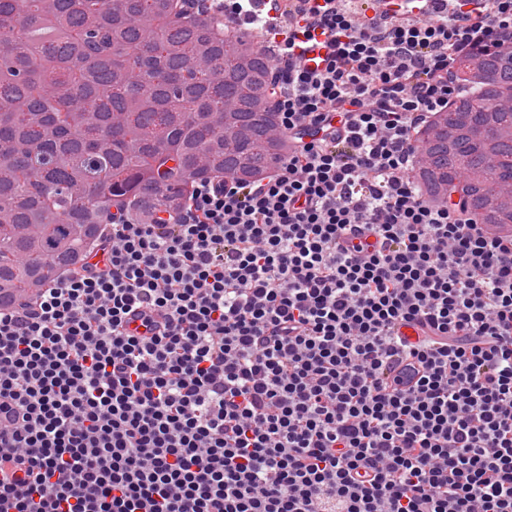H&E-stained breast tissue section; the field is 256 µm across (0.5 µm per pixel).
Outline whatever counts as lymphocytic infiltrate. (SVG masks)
Instances as JSON below:
<instances>
[{
    "label": "lymphocytic infiltrate",
    "mask_w": 512,
    "mask_h": 512,
    "mask_svg": "<svg viewBox=\"0 0 512 512\" xmlns=\"http://www.w3.org/2000/svg\"><path fill=\"white\" fill-rule=\"evenodd\" d=\"M249 2L288 151L0 308V512H512V237L412 177L512 0Z\"/></svg>",
    "instance_id": "f902f5d3"
}]
</instances>
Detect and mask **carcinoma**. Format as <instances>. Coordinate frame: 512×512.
Instances as JSON below:
<instances>
[{"instance_id": "1", "label": "carcinoma", "mask_w": 512, "mask_h": 512, "mask_svg": "<svg viewBox=\"0 0 512 512\" xmlns=\"http://www.w3.org/2000/svg\"><path fill=\"white\" fill-rule=\"evenodd\" d=\"M262 36L188 0H0V306L79 267L112 209L150 215L196 181L273 167L287 140ZM453 72L413 177L484 224L512 180V49Z\"/></svg>"}]
</instances>
